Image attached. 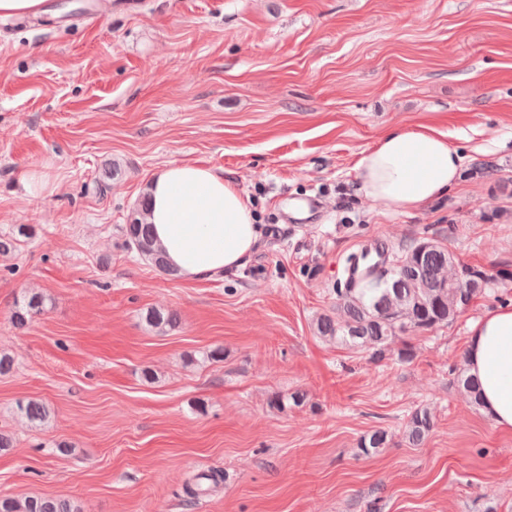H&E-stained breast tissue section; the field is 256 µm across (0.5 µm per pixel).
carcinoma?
Masks as SVG:
<instances>
[{"mask_svg": "<svg viewBox=\"0 0 512 512\" xmlns=\"http://www.w3.org/2000/svg\"><path fill=\"white\" fill-rule=\"evenodd\" d=\"M145 211L144 200L132 210L124 228L126 245L167 274L169 269L161 250L153 243ZM491 285L492 279L484 270L461 263L448 247L431 240H418L371 266L362 277L336 289L340 317L324 314L317 319L316 329L323 338L366 350L375 363L387 359L390 345L399 340L402 347L397 351V358L409 361L414 357V347L407 336L451 324ZM43 305V295H24L12 311L15 326L25 328ZM146 320L155 328L174 327L178 316L174 312L153 311L147 314ZM456 383L473 405H480V392L473 377L462 370ZM18 409L34 424L42 425L50 417L49 408L42 401L29 400L19 404ZM433 428L432 413L417 409L406 426V439L411 445H419ZM388 442L387 431L376 429L360 439L359 448L361 453L371 455ZM0 512L80 510L69 499L32 496L23 500L0 497Z\"/></svg>", "mask_w": 512, "mask_h": 512, "instance_id": "1", "label": "carcinoma"}]
</instances>
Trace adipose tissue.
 <instances>
[{"label": "adipose tissue", "mask_w": 512, "mask_h": 512, "mask_svg": "<svg viewBox=\"0 0 512 512\" xmlns=\"http://www.w3.org/2000/svg\"><path fill=\"white\" fill-rule=\"evenodd\" d=\"M462 157L427 124L392 129L355 164L358 191L393 211L407 212L447 196L457 186ZM147 192L157 245L181 277L205 281L245 267L263 236L250 197L223 171L169 163ZM465 363L480 385L482 410L512 431V306L487 310L470 327Z\"/></svg>", "instance_id": "1"}]
</instances>
